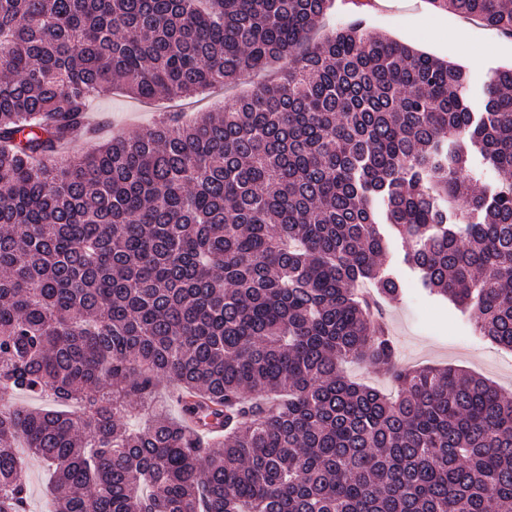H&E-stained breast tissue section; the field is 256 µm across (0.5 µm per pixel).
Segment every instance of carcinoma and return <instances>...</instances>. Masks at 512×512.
Segmentation results:
<instances>
[{
  "label": "carcinoma",
  "mask_w": 512,
  "mask_h": 512,
  "mask_svg": "<svg viewBox=\"0 0 512 512\" xmlns=\"http://www.w3.org/2000/svg\"><path fill=\"white\" fill-rule=\"evenodd\" d=\"M512 35V0H430ZM332 0H0V512H512V396L396 364L375 298L423 288L512 350V67L463 66ZM263 84L86 155L90 100ZM369 283L376 297L358 293ZM389 372L387 395L340 366ZM218 424L224 434L212 432ZM29 490V512H44L48 507V473L39 462L29 461L26 466Z\"/></svg>",
  "instance_id": "cac0c4a2"
}]
</instances>
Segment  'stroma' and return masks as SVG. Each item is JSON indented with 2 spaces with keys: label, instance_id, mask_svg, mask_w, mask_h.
<instances>
[{
  "label": "stroma",
  "instance_id": "35a3bbf8",
  "mask_svg": "<svg viewBox=\"0 0 512 512\" xmlns=\"http://www.w3.org/2000/svg\"><path fill=\"white\" fill-rule=\"evenodd\" d=\"M353 21L362 22L370 32L464 66L471 74L470 93L477 104L482 101L488 71L512 65L511 36L490 32L477 22L461 28L460 17L435 9L429 0H396L395 6L389 8L379 6L377 0H335L311 38L319 40L331 28ZM224 97V91L215 90L177 102L138 101L115 90L95 99L87 114L95 137L80 138L71 148L92 152L98 139L139 131L172 111L183 112L189 120L204 112L220 111ZM406 249V242L390 236L384 266L401 280L404 294L400 301L380 304L386 328L397 347L399 364H451L512 393V351L476 336L468 317L448 301L428 295L417 274L403 262Z\"/></svg>",
  "mask_w": 512,
  "mask_h": 512
}]
</instances>
